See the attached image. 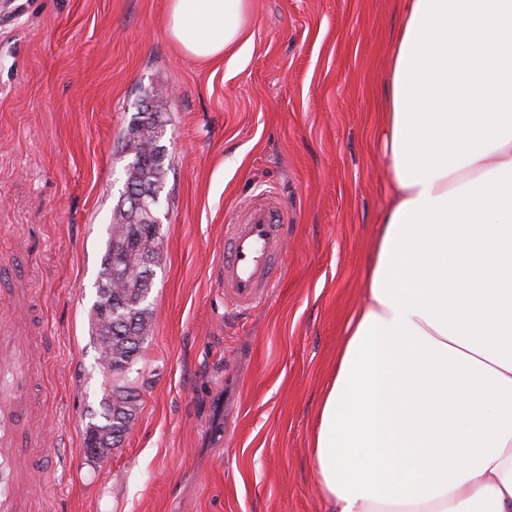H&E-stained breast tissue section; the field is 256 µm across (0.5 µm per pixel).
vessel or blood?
Here are the masks:
<instances>
[{"label": "vessel or blood", "mask_w": 512, "mask_h": 512, "mask_svg": "<svg viewBox=\"0 0 512 512\" xmlns=\"http://www.w3.org/2000/svg\"><path fill=\"white\" fill-rule=\"evenodd\" d=\"M289 217L273 192H259L236 208L224 224V242L216 279L225 298L240 312L263 303L277 287L282 270V227ZM41 363V351L30 337L20 335L13 319L0 320V512H22L21 491L29 473L19 461L21 448H42L46 441L38 422L19 428L16 416L24 404Z\"/></svg>", "instance_id": "obj_1"}]
</instances>
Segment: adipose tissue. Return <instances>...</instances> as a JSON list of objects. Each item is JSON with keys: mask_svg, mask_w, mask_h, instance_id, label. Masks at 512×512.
<instances>
[{"mask_svg": "<svg viewBox=\"0 0 512 512\" xmlns=\"http://www.w3.org/2000/svg\"><path fill=\"white\" fill-rule=\"evenodd\" d=\"M386 203L309 452L328 512H512V0H400ZM250 0H167L207 62Z\"/></svg>", "mask_w": 512, "mask_h": 512, "instance_id": "adipose-tissue-1", "label": "adipose tissue"}]
</instances>
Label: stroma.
<instances>
[{"mask_svg":"<svg viewBox=\"0 0 512 512\" xmlns=\"http://www.w3.org/2000/svg\"><path fill=\"white\" fill-rule=\"evenodd\" d=\"M166 0H0V312L43 337L47 448L26 512H327L309 436L385 203L373 125L399 0H252L250 40L198 62ZM165 119L153 328L118 448L87 457L103 377L89 322L127 131ZM284 271L241 314L211 280L224 219L262 189ZM67 456V470L52 467Z\"/></svg>","mask_w":512,"mask_h":512,"instance_id":"1","label":"stroma"}]
</instances>
